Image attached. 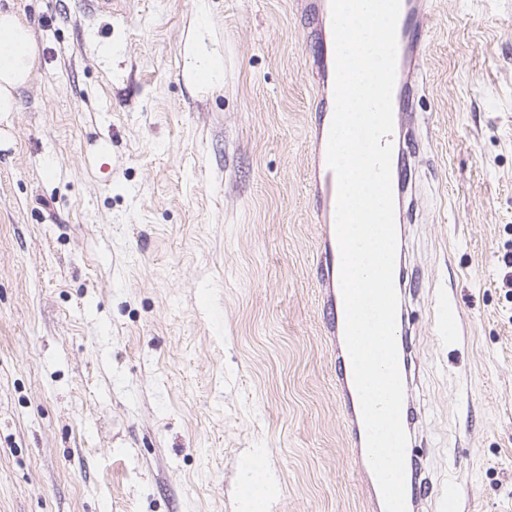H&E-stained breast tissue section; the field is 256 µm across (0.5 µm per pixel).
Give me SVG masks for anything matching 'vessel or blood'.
Instances as JSON below:
<instances>
[{"label":"vessel or blood","instance_id":"obj_1","mask_svg":"<svg viewBox=\"0 0 512 512\" xmlns=\"http://www.w3.org/2000/svg\"><path fill=\"white\" fill-rule=\"evenodd\" d=\"M305 13L318 25L320 50L314 61L315 93L311 129L315 141L312 196L314 212L320 224L317 249V281L321 299L330 318L327 336L336 357V388L344 410L346 428L359 456H366V430L358 393L354 384L352 362L344 339L345 311L340 287L341 259L336 236L335 209L337 180L327 164V144L334 114L335 49L331 24V0H308ZM424 0H401L397 23L396 81L393 91L394 126L386 141L392 147V188L397 199L395 222L397 249L394 284L398 298L396 345L404 386L402 423L407 434L419 431L420 410L414 398L419 381L416 358L417 330L406 314L409 299L416 293L408 280L405 229L414 223L419 209L417 193V157L421 143L420 122L415 101L424 91L419 78V49L427 38ZM424 461H415L405 478L407 512H422L435 504L439 512H458L456 497L439 492L428 494L423 479Z\"/></svg>","mask_w":512,"mask_h":512}]
</instances>
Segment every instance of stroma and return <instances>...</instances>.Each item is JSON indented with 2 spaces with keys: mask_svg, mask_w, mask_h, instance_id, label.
Returning a JSON list of instances; mask_svg holds the SVG:
<instances>
[{
  "mask_svg": "<svg viewBox=\"0 0 512 512\" xmlns=\"http://www.w3.org/2000/svg\"><path fill=\"white\" fill-rule=\"evenodd\" d=\"M198 2L0 0L38 57L0 121V512H243L251 467L269 512H369L315 271L308 19ZM426 9L415 452L461 512H512V0ZM187 56L190 58L188 67L185 70V77L190 82H203L207 78V63L211 55L207 47L200 41L190 43L186 48ZM214 76V73L209 74Z\"/></svg>",
  "mask_w": 512,
  "mask_h": 512,
  "instance_id": "stroma-1",
  "label": "stroma"
}]
</instances>
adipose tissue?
Wrapping results in <instances>:
<instances>
[{
    "label": "adipose tissue",
    "mask_w": 512,
    "mask_h": 512,
    "mask_svg": "<svg viewBox=\"0 0 512 512\" xmlns=\"http://www.w3.org/2000/svg\"><path fill=\"white\" fill-rule=\"evenodd\" d=\"M31 25L11 12L0 13V120L16 111L36 63Z\"/></svg>",
    "instance_id": "ef3b65f1"
}]
</instances>
